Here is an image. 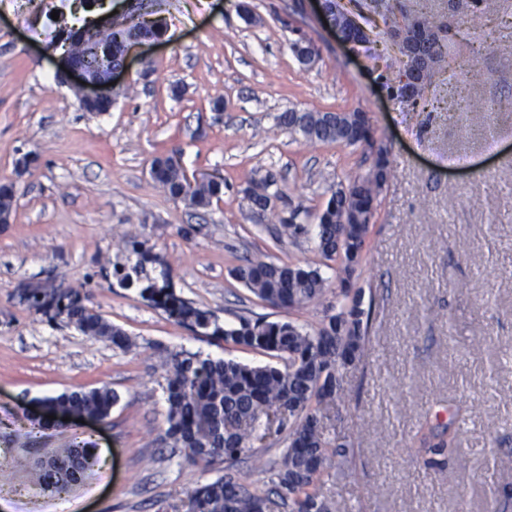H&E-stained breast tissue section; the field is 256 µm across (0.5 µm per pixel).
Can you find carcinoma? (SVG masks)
I'll return each instance as SVG.
<instances>
[{"instance_id":"1","label":"carcinoma","mask_w":512,"mask_h":512,"mask_svg":"<svg viewBox=\"0 0 512 512\" xmlns=\"http://www.w3.org/2000/svg\"><path fill=\"white\" fill-rule=\"evenodd\" d=\"M383 22V35L402 33L416 57L425 61L412 74L415 103L431 88L436 74L447 66L451 56L452 38L439 39L437 32L456 29L463 20L452 15L446 21L439 19L429 0H424L417 11L400 3L398 10L388 11ZM55 25L58 39L69 43L75 56L99 47L112 49V56L118 59L130 40L159 36L166 22L157 18L144 27L117 15L112 17L110 26L88 29L71 26L61 16ZM279 123L311 142L353 147L365 144V140L355 137L365 124L360 111L336 117L328 112L289 109L279 116ZM150 173L169 197L197 212L208 210L213 200L224 194L222 181L189 182L171 164L169 156L155 158ZM275 184V175L268 171L246 190L257 213L269 211V202L280 199L279 192L270 191ZM381 190L369 170L333 192L316 216L318 250L327 260H341L343 273L334 292L336 303L326 306L325 317L316 328L246 317L226 328L212 313L185 302L167 288L150 283L142 289L157 307L195 334L272 352L281 361L275 366H249L198 353H167L166 439L194 464L208 466L218 459L227 462L224 476L196 487L185 503L173 506V512H341L335 497L324 491V485L332 477L336 459L347 457L349 449L330 435L327 420L336 401L344 396L348 369L365 354L370 312L364 307L362 289L343 287L354 267L349 253H338L337 240L344 235L350 240V247L363 251L369 225L342 223L343 209L346 199L369 203L378 198ZM232 275L256 298L273 307L301 309L323 301L329 292L328 280L320 269L276 263L261 256L244 259ZM42 296L44 292L39 290L29 294L28 304L34 312L43 313L50 307L52 318L74 326L86 336L124 352L136 347L127 333L88 305L89 296L73 290L54 293L52 305ZM117 400L114 391L101 387L49 397L45 405L56 414L93 419L107 417ZM286 412L291 415L290 421L274 430L275 435L284 436L286 448L277 462L262 469L267 480L259 486L241 475L234 468V461L253 451L254 441L258 440L256 432L266 421ZM457 452V428L421 425L415 453L426 468H443ZM51 463L50 468H31L25 488L52 496L68 493L96 465L95 448L72 441L53 450Z\"/></svg>"}]
</instances>
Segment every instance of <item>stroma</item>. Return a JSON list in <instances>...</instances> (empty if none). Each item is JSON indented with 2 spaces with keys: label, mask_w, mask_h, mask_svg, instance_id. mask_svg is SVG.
<instances>
[{
  "label": "stroma",
  "mask_w": 512,
  "mask_h": 512,
  "mask_svg": "<svg viewBox=\"0 0 512 512\" xmlns=\"http://www.w3.org/2000/svg\"><path fill=\"white\" fill-rule=\"evenodd\" d=\"M62 5L0 0V184L14 182L17 197L0 226V461L14 466L0 512H173L223 475V461L196 466L165 442L162 359L273 358L195 335L141 290L170 289L222 326L320 324L325 303L275 309L229 274L262 255L320 267L339 285L315 216L373 156L288 132L278 117L291 108L363 112L393 170L353 277L371 308L369 343L332 414L351 454L326 491L345 512H487L494 499L512 512V0L483 14L470 0H433L464 23L448 69L413 111L389 96L399 63L387 38L343 45L318 0H154L165 33L132 52L111 111L83 112L45 51L56 38L47 16ZM300 37L316 49L311 65L290 49ZM172 152L189 172L223 173L207 212L152 180L153 159ZM458 152L472 164L449 167ZM26 154L37 161L17 173ZM268 170L284 198L262 217L245 189ZM292 214L304 233L278 241ZM130 236L144 256L122 249ZM117 264L131 286L113 277ZM35 288L89 294L135 348L34 313ZM102 386L118 395L104 420L35 425L44 397ZM426 418L458 427L460 451L437 471L414 453ZM76 438L95 446V469L60 498L25 490L27 471Z\"/></svg>",
  "instance_id": "35a3bbf8"
}]
</instances>
